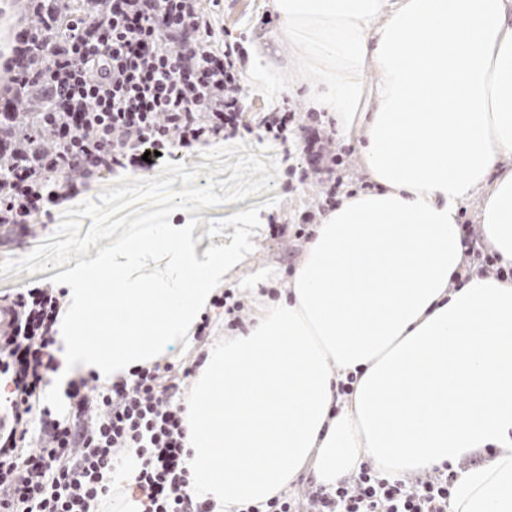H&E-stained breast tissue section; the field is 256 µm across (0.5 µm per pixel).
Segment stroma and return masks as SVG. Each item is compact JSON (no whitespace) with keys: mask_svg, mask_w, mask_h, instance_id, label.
<instances>
[{"mask_svg":"<svg viewBox=\"0 0 512 512\" xmlns=\"http://www.w3.org/2000/svg\"><path fill=\"white\" fill-rule=\"evenodd\" d=\"M214 24L224 33L226 41L239 48L236 59L238 73H245L249 56L255 41H262L268 49V56L276 64H287L297 54V44L279 36L277 20L272 14L268 0H223L214 16ZM246 114L245 129L239 130L237 141L247 143L250 153L263 160H275L278 175L273 189L248 197L244 200L204 208L199 212L200 224L193 232L197 243L195 252L204 255L211 245H227L231 242L233 227H226L223 235L207 237L208 224L234 213L260 206L261 227L253 235L254 250L242 262L228 271L222 282L229 289L234 300L242 305L236 314V326H229L221 307H208L205 311L209 325L204 336L192 340L187 349H180L166 357V364L172 365L174 376H182L185 370L195 369L203 362L208 346L215 340L232 335L234 329H246L254 322V294L270 296L271 288L260 286L251 291L258 272L267 271L275 275L290 277L301 261L307 244L313 237L310 225L300 223L302 213L315 210L323 197L324 188L314 179L298 181V171L307 169L308 156L303 151L311 129H323V121L312 120L299 93L284 89L277 96L255 89L251 84L243 86ZM291 113L292 119L280 138L266 133L262 124L268 115L280 116ZM73 206L72 201L53 207V221L37 226L32 237H21L10 232L8 227L0 228V261L19 259L27 255L40 241L52 236L58 229V216Z\"/></svg>","mask_w":512,"mask_h":512,"instance_id":"1","label":"stroma"}]
</instances>
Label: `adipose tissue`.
<instances>
[{"label":"adipose tissue","mask_w":512,"mask_h":512,"mask_svg":"<svg viewBox=\"0 0 512 512\" xmlns=\"http://www.w3.org/2000/svg\"><path fill=\"white\" fill-rule=\"evenodd\" d=\"M269 6L300 51L283 72L254 47L249 81L304 89L370 187L321 216L279 300L209 347L188 491L246 512L367 459L398 477L478 455L448 512H512V283L458 279L476 193L482 242L512 265V0Z\"/></svg>","instance_id":"adipose-tissue-1"}]
</instances>
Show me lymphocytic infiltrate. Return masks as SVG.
<instances>
[{
    "label": "lymphocytic infiltrate",
    "mask_w": 512,
    "mask_h": 512,
    "mask_svg": "<svg viewBox=\"0 0 512 512\" xmlns=\"http://www.w3.org/2000/svg\"><path fill=\"white\" fill-rule=\"evenodd\" d=\"M63 37L35 44L64 0H27L30 17L0 64L12 83L47 104L16 118L0 113V227L29 230L47 206L103 170L144 168V153L192 147L235 125L243 89L236 47L213 24L220 0H83ZM66 292L25 286L7 304L0 335V502L8 512H90L110 492L123 455L143 512H210L186 491L185 407L159 366L102 389L80 377L67 417L41 404L58 361L51 351ZM39 420L38 436L29 424ZM454 471L406 483L362 465L356 479L311 491L308 506L276 496L247 512H448Z\"/></svg>",
    "instance_id": "1"
}]
</instances>
